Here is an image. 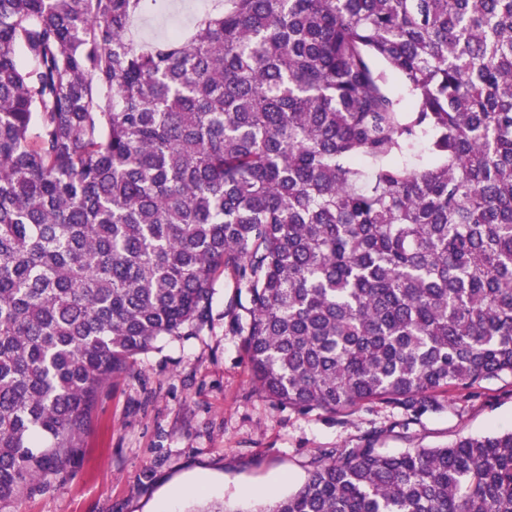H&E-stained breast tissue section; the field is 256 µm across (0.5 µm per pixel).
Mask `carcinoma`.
I'll use <instances>...</instances> for the list:
<instances>
[{"instance_id":"cac0c4a2","label":"carcinoma","mask_w":512,"mask_h":512,"mask_svg":"<svg viewBox=\"0 0 512 512\" xmlns=\"http://www.w3.org/2000/svg\"><path fill=\"white\" fill-rule=\"evenodd\" d=\"M0 0V512L103 386L247 289L255 387L334 412L512 377V0ZM263 512H512V431L320 456ZM164 11H149L143 15V20L135 26V31L144 37H153L166 33L173 21H178L183 29L191 27L193 17L201 13L209 0H166Z\"/></svg>"}]
</instances>
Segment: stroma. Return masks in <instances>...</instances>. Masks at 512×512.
<instances>
[{
  "mask_svg": "<svg viewBox=\"0 0 512 512\" xmlns=\"http://www.w3.org/2000/svg\"><path fill=\"white\" fill-rule=\"evenodd\" d=\"M208 2L167 0L135 30L151 37L190 26ZM246 300L219 273L205 324L159 338L106 384L67 469L9 512H197L211 501L259 512L298 490L330 449L370 442L397 454L512 429L511 377L441 395L438 408L416 416L383 401L336 412L278 404L251 380L236 321Z\"/></svg>",
  "mask_w": 512,
  "mask_h": 512,
  "instance_id": "1",
  "label": "stroma"
}]
</instances>
